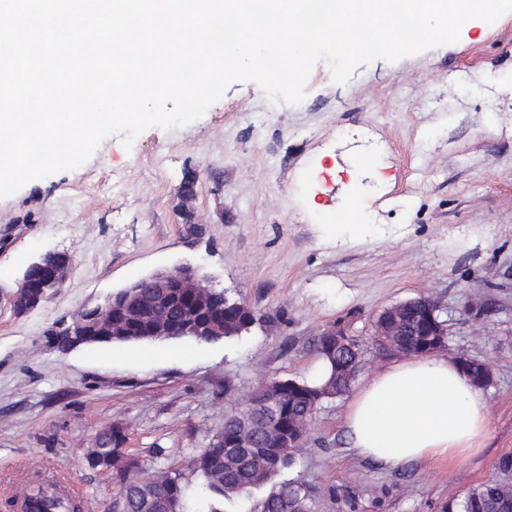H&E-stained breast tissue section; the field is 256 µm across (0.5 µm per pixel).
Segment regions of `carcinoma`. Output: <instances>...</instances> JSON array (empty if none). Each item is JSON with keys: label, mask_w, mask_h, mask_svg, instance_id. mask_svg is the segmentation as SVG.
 <instances>
[{"label": "carcinoma", "mask_w": 512, "mask_h": 512, "mask_svg": "<svg viewBox=\"0 0 512 512\" xmlns=\"http://www.w3.org/2000/svg\"><path fill=\"white\" fill-rule=\"evenodd\" d=\"M320 358L328 361L330 374L320 385H312L294 378L273 379L265 383L259 392L237 403L224 414L221 442L204 449L191 460V468L204 480V497L224 498L229 495L249 496L261 486L272 483L268 493L258 500L251 512H315V503L322 496L336 497V489L329 487H309L298 479L289 478L277 483L272 479L295 464L299 447L266 448L260 441H252L250 448H230L228 444L243 437L237 426L241 413L251 403L257 404L253 414L263 412L262 403L275 400L288 406L287 421L294 433L308 435L313 416L317 408L311 398L318 402L333 399L346 394L356 379L361 362V347L356 338L349 345L336 348L334 355L317 350ZM465 372L471 382L479 387L488 386L491 380L481 371L474 360L466 361ZM125 430L119 425L106 431L101 445L114 444L112 447V475L116 484L114 512H142L143 491H162L176 499L184 498V488L178 478L162 472L153 478H144L136 469L130 468L132 456L115 447L125 442ZM499 476L471 488L464 495H454L442 507V512H512V455L502 456L496 465ZM291 489L292 500L283 507L282 495L285 489ZM313 492H308V489Z\"/></svg>", "instance_id": "cac0c4a2"}]
</instances>
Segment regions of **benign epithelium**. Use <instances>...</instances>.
<instances>
[{"label":"benign epithelium","instance_id":"7a95c632","mask_svg":"<svg viewBox=\"0 0 512 512\" xmlns=\"http://www.w3.org/2000/svg\"><path fill=\"white\" fill-rule=\"evenodd\" d=\"M70 258L58 252L45 253L30 263L32 268H41L46 274L37 282L22 275L14 295L16 307L25 310L36 308L48 300L65 279ZM185 294L192 300V310L200 314L195 319L176 318L171 315L177 297ZM224 301L217 305L216 300ZM228 297L206 284L201 269L190 263L173 269L158 270L112 294L106 303L94 309L87 320L75 319L57 333L65 341V348L72 349L88 342L94 336H119L121 338L158 336H206L214 341L224 337V325L207 316L217 306L228 308ZM404 304L386 308L374 325L376 336H427V343L418 347L416 355H431L447 347L448 323L440 320L438 301L432 298L419 299L420 323L414 328L401 326L400 313ZM255 434L272 438L279 443H296L298 438L284 425L283 417L274 416L252 421Z\"/></svg>","mask_w":512,"mask_h":512}]
</instances>
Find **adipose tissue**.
Listing matches in <instances>:
<instances>
[{"instance_id":"ef3b65f1","label":"adipose tissue","mask_w":512,"mask_h":512,"mask_svg":"<svg viewBox=\"0 0 512 512\" xmlns=\"http://www.w3.org/2000/svg\"><path fill=\"white\" fill-rule=\"evenodd\" d=\"M350 447L386 469L434 458L463 462L488 428L487 399L443 355L408 356L374 371L345 415Z\"/></svg>"}]
</instances>
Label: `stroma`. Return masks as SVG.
Instances as JSON below:
<instances>
[{"instance_id":"1","label":"stroma","mask_w":512,"mask_h":512,"mask_svg":"<svg viewBox=\"0 0 512 512\" xmlns=\"http://www.w3.org/2000/svg\"><path fill=\"white\" fill-rule=\"evenodd\" d=\"M363 219L370 235L339 236ZM49 251L70 255L65 282L17 312L24 269ZM183 263L245 302L247 333L55 345L79 311ZM421 295L448 321L445 356L492 369L485 446L464 463L387 470L350 449L348 396L325 400L290 471L335 487L318 512H441L512 453V12L343 83L316 64L297 105L233 81L199 119L149 128L128 148L108 137L78 168L0 198V512L26 472L71 483L85 512H112V474L85 456L115 425L145 473L177 476L190 512H203L189 461L234 401L268 380L309 379L335 322L361 344L359 378L399 361L373 323Z\"/></svg>"}]
</instances>
